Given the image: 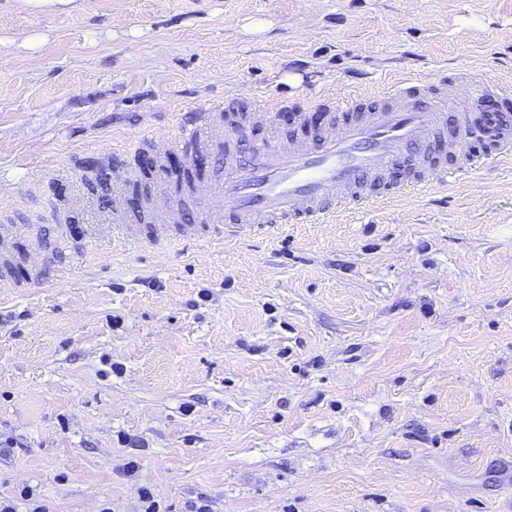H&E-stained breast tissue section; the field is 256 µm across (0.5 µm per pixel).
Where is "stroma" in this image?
<instances>
[{
    "label": "stroma",
    "mask_w": 512,
    "mask_h": 512,
    "mask_svg": "<svg viewBox=\"0 0 512 512\" xmlns=\"http://www.w3.org/2000/svg\"><path fill=\"white\" fill-rule=\"evenodd\" d=\"M468 77L512 93V0H0V224L68 243L32 280L17 244L0 284V499L141 512L146 485L160 512H512V164L221 243L142 224L122 244L86 179L94 151L139 167L141 211L143 143L187 107ZM300 134L284 109L239 145ZM223 152L166 158L181 222L185 181L221 179Z\"/></svg>",
    "instance_id": "stroma-1"
}]
</instances>
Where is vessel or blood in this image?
Here are the masks:
<instances>
[{
	"label": "vessel or blood",
	"instance_id": "vessel-or-blood-1",
	"mask_svg": "<svg viewBox=\"0 0 512 512\" xmlns=\"http://www.w3.org/2000/svg\"><path fill=\"white\" fill-rule=\"evenodd\" d=\"M498 94V89L479 80L470 81L463 96L406 81L370 102L353 96L338 101L314 98L295 111L302 121L312 112L329 115L315 145L300 139L283 145L273 139L254 147L248 163L228 162L222 181L193 185L201 215L196 224L176 223L169 182L165 174H158L151 218L160 225H173L174 237L190 241L200 237L205 224L222 225L224 234L231 237L245 229L279 224H328L340 211L375 206L367 192L374 181L383 183L391 197L420 196L435 178L447 174L444 163L427 171L415 170L400 184L393 181L391 169L415 155L420 146L437 140L448 115L456 117V135L449 149L464 157L456 169L458 176L480 165V156L469 152L479 136L493 147L491 162L512 159V123L501 113L480 107L483 100ZM223 112L218 104L205 112L190 108L177 113L171 132L149 139L148 145L160 159L175 152L195 159L216 133L233 135V127L218 125ZM136 177L131 167L112 172L108 216L128 243L136 242L137 235L127 222L123 187Z\"/></svg>",
	"mask_w": 512,
	"mask_h": 512
}]
</instances>
